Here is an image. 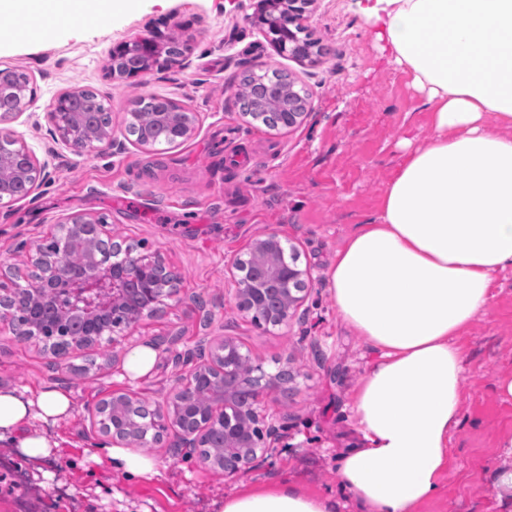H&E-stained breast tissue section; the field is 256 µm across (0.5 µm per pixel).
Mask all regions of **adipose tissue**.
<instances>
[{
  "label": "adipose tissue",
  "instance_id": "1",
  "mask_svg": "<svg viewBox=\"0 0 512 512\" xmlns=\"http://www.w3.org/2000/svg\"><path fill=\"white\" fill-rule=\"evenodd\" d=\"M112 0H0L18 36L54 19L107 26ZM362 14L390 62L407 70L431 114L378 213L337 250L328 282L342 322L376 352L351 396L360 439L337 456L362 512H418L440 497L462 423V333L512 271V0H368ZM70 394L0 388V447L53 455L48 428ZM338 501L282 482L221 499L214 512H337Z\"/></svg>",
  "mask_w": 512,
  "mask_h": 512
}]
</instances>
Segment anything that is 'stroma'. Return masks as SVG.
<instances>
[{
  "label": "stroma",
  "instance_id": "obj_1",
  "mask_svg": "<svg viewBox=\"0 0 512 512\" xmlns=\"http://www.w3.org/2000/svg\"><path fill=\"white\" fill-rule=\"evenodd\" d=\"M248 0H141L116 7L102 28L60 26L48 41L0 42V63L28 70L32 105L11 130L45 163L27 196L0 210V261L27 272L28 256L66 214L105 219L113 234L143 253H159L181 278L179 300L138 324L115 330L114 344L59 361L41 344L13 336L0 322V386L32 391L53 384L70 392L71 416L54 427L58 451L42 463L16 448L0 450V512H211L214 500L285 481L339 496L342 512L358 506L340 493L339 451L357 439L348 403L373 352L343 326L328 283L334 255L354 228L377 214L402 153L401 139L427 144L430 114L418 106L410 75L377 49L357 0H313L304 26L324 49L316 62L278 52L253 25ZM168 23L189 41L185 63L138 79L105 76L113 45ZM287 71L308 89L294 127L272 130L235 103L245 67ZM92 89L112 113L124 151L82 154L56 148L44 120L61 92ZM155 96L200 113L176 147L142 148L126 131L136 99ZM276 234L307 271L304 301L288 324H257L238 308L232 261L250 243ZM487 314L460 339L466 353L461 414L451 439L453 466L442 496L425 512H512V398L497 383L512 377V273L500 275ZM220 336L271 374L290 369L287 391L264 397L282 439L246 472L227 476L203 466L196 451L166 435L148 454L157 476L127 480L104 458L96 403L132 391L150 408L165 404L177 376L173 355ZM157 344L151 371L130 377L127 352Z\"/></svg>",
  "mask_w": 512,
  "mask_h": 512
}]
</instances>
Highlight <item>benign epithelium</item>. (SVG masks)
<instances>
[{
	"instance_id": "7a95c632",
	"label": "benign epithelium",
	"mask_w": 512,
	"mask_h": 512,
	"mask_svg": "<svg viewBox=\"0 0 512 512\" xmlns=\"http://www.w3.org/2000/svg\"><path fill=\"white\" fill-rule=\"evenodd\" d=\"M271 0H256L254 22L263 35L277 48L282 49L278 38L262 21L269 11ZM169 33L158 27L145 35L122 41L109 53L107 76L111 79H131L144 71L124 65L125 57L132 54L143 57V63L152 66L162 54L167 60L186 58V49L176 54L167 53ZM17 81L23 93L18 95L16 106L0 113V137L13 142L15 153L23 160L20 168L5 172V163L0 161V208L15 201V196L3 192L7 177H21L27 183L26 192H31L36 181L45 170L24 140L14 136L7 128L32 102L24 90L30 84L27 74L3 65L0 67V86ZM76 91L58 95L45 120L50 127L53 140L74 152L96 150L101 147L122 151L125 144L112 138L110 131L83 133L74 124L64 119L62 106L74 100ZM175 115L184 126L186 135H191L199 121L195 112H187L172 101ZM94 235L91 243L95 248L108 247L112 253V264L100 260L82 266H72L65 261L70 249L82 239ZM47 239L55 242L53 250H41L32 260L39 272L36 289L21 284L15 269L0 262V313H10L21 308L22 301H29V309L40 314L50 308L57 295L64 291L72 303L71 310L81 315V335L63 341L57 338L60 330L48 329L40 318L23 321L13 327L14 335L23 340H42L50 343L51 354L59 359L71 352L91 348L102 341L114 342L112 332L125 325L138 323L150 317L163 299H174L179 295V282L167 270L161 257L155 253H136L132 248L112 240V232L104 221L84 212L65 216L47 233ZM250 255L255 265L266 269L275 279V287L263 288L258 281L241 274L234 277L235 298L240 309L257 314L265 311L264 323L286 325L299 303L303 300L307 273L297 269L285 258L281 241L275 234L266 235L251 243ZM183 374L167 405V412L154 414L150 430L151 438H139L128 433L108 432L112 445L124 448L153 447L169 429H174L178 438L177 447L192 448L199 461L213 466L214 457L208 439L215 428L224 430V474L235 475L249 470L258 458V451L265 441H276L280 427L276 421L260 415L256 406L264 394L284 388L291 380L286 370L272 375L263 365L242 353L240 346L231 338L224 337L214 342L209 350L199 348L180 353ZM204 377L224 391V400L214 403L204 414L190 407L189 397L197 391Z\"/></svg>"
}]
</instances>
